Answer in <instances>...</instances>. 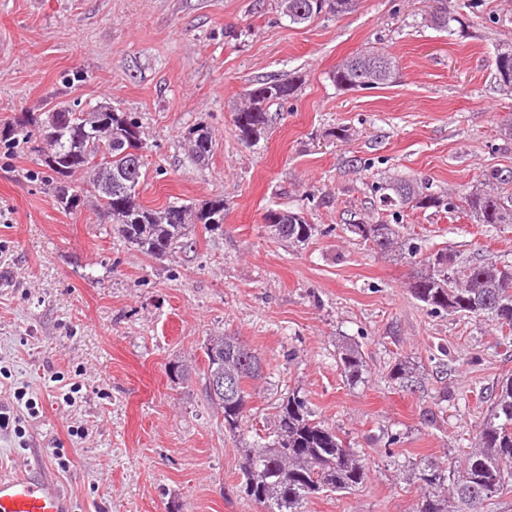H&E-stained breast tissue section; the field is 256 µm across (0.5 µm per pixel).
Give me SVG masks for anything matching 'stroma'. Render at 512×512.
Here are the masks:
<instances>
[{
    "label": "stroma",
    "instance_id": "obj_1",
    "mask_svg": "<svg viewBox=\"0 0 512 512\" xmlns=\"http://www.w3.org/2000/svg\"><path fill=\"white\" fill-rule=\"evenodd\" d=\"M447 2L479 22L448 34L431 25V0H359L301 25L278 0H0V125L109 104L142 127L143 205L224 199L221 229L196 225L194 248L155 260L99 220L94 196L63 210L38 154L0 142V408L18 392L39 408L0 430V474L27 469L37 448L60 453L51 472L73 512H265L241 488L243 450L297 391L368 467L356 491L318 495L304 512H415L416 462L444 470L474 448L492 390L512 374V334L431 311L408 285L440 249L512 265V226L405 209L412 257L372 250L344 222L381 219L370 200L383 176L445 195L499 173L512 192L500 136L512 92L494 69L512 43V0ZM372 46L396 57V80L338 89L336 65ZM293 73L297 94L243 143L234 104ZM197 126L213 141L203 165L186 141ZM271 208L302 210L317 233L278 238L263 222ZM221 333L263 361L234 434L203 388V343ZM346 344L366 361L354 387L338 360ZM177 361L189 379L170 376ZM400 361L411 387L390 377Z\"/></svg>",
    "mask_w": 512,
    "mask_h": 512
}]
</instances>
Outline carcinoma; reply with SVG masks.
Returning <instances> with one entry per match:
<instances>
[{
    "label": "carcinoma",
    "mask_w": 512,
    "mask_h": 512,
    "mask_svg": "<svg viewBox=\"0 0 512 512\" xmlns=\"http://www.w3.org/2000/svg\"><path fill=\"white\" fill-rule=\"evenodd\" d=\"M358 0H279L281 14L292 24H303L322 14L338 15L355 7ZM432 21L453 32L450 23L463 28L466 22L448 15L438 7ZM496 80L512 91V45L497 50L494 59ZM396 60L375 50L357 52L337 66L332 78L341 90L378 88L396 75ZM302 81L296 75L285 79H267L249 90L245 103L235 112L234 123L240 139L252 140L255 127L271 121L269 108L295 96ZM41 119L22 112L0 129V139L10 145L32 148L42 123L57 116L62 133L54 144L55 159L41 166L55 183L57 203L65 210L80 206L81 192L65 180L62 169L76 166L94 172L92 186L98 203L99 218L109 217L112 230L143 254L162 260L176 249L192 248L194 224H208L204 212L224 213V199L215 198L195 213L183 205H169L162 210L149 209L138 199L111 189L115 178L129 173V159L123 155L127 146L126 126L136 131L142 142L141 126L135 117L112 109V132L96 131L84 112L61 108L52 114L43 112ZM192 159L203 164L212 151V139L199 140L189 130ZM377 207L398 215L401 210L458 208L452 199L431 190L428 182L417 178L391 177L373 187ZM464 209L478 224H512V194L494 188L475 189L460 197ZM266 215L278 216L274 231L282 239L304 243L317 230L302 212L294 209H269ZM401 224H373L354 218L345 230L359 240L386 252L399 244ZM412 296L434 311L459 314L499 327L512 329V265L496 262L457 260L439 249L428 257L426 267L409 284ZM206 366L204 391L211 404L221 413L224 429L235 433L248 409L251 394L246 383L262 378L260 357L234 336H210L204 343ZM339 362L348 381L356 384L365 373L364 357L358 348L344 345ZM222 378L232 382L229 393L212 391L211 381ZM274 438L256 441L245 450L243 475L246 495L265 506L266 512H301L304 503L323 491L350 493L366 480L367 467L362 455L345 444L332 428L312 419L307 401L297 393L277 406L274 415ZM476 447L464 464L437 468L424 458L416 465L424 491L416 512H448L445 502L451 498L457 512H482L484 503L512 485V375L503 377L479 426Z\"/></svg>",
    "instance_id": "obj_1"
}]
</instances>
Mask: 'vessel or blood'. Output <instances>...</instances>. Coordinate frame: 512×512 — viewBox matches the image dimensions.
Wrapping results in <instances>:
<instances>
[{
  "label": "vessel or blood",
  "mask_w": 512,
  "mask_h": 512,
  "mask_svg": "<svg viewBox=\"0 0 512 512\" xmlns=\"http://www.w3.org/2000/svg\"><path fill=\"white\" fill-rule=\"evenodd\" d=\"M68 493L51 475L49 463L35 455L24 473L0 476V512H71Z\"/></svg>",
  "instance_id": "1"
}]
</instances>
